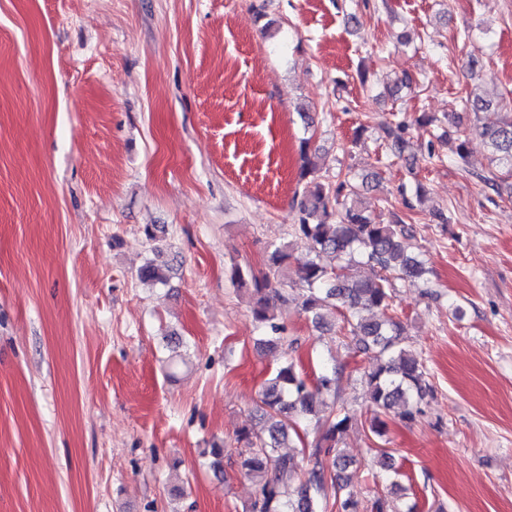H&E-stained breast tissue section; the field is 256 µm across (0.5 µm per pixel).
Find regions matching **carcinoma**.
<instances>
[{"mask_svg": "<svg viewBox=\"0 0 512 512\" xmlns=\"http://www.w3.org/2000/svg\"><path fill=\"white\" fill-rule=\"evenodd\" d=\"M463 108L480 123L492 162L504 177H512V112H504L480 99L463 102ZM391 149L402 154L406 148V125L384 126ZM310 139L301 146L303 165L299 178L306 181L304 196L297 205L291 234L305 238L314 256L297 273L299 293L293 298L297 311L314 327L330 329L327 311L345 312L344 322L355 354L365 356L370 366L361 375L371 402L383 411H394L403 420L422 413L421 405L433 395L426 369L407 345L406 329L391 308L395 281L420 279L423 262L409 243L403 220L395 215L386 224L375 221L363 207L359 185L349 174L336 175V182L322 175L323 164L308 155ZM289 244L274 243L266 255V271L257 275L248 266L234 263L230 280L250 295V313L262 331L258 343L276 347L284 340L283 326L270 311L269 295L281 294L276 285L288 271ZM366 266L372 275L359 277L354 268ZM169 267L148 261L139 279L152 285L168 281ZM340 372L324 367L309 383L285 361L267 381L260 397L264 429L248 428L236 434L239 466L257 486L249 512H323L327 487H333L336 512H360L363 505L349 491L352 475L332 473L329 462L341 458L337 435L351 421L347 408L332 401V410L319 415L321 397H336ZM315 422L320 435L307 441L302 428ZM296 438L301 453L308 454L312 467L301 470L297 457L281 452L290 438Z\"/></svg>", "mask_w": 512, "mask_h": 512, "instance_id": "obj_1", "label": "carcinoma"}]
</instances>
